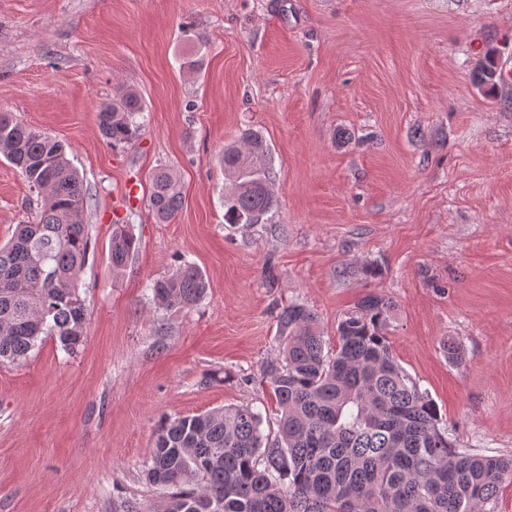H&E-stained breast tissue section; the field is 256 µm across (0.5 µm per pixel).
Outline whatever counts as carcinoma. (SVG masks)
<instances>
[{"label": "carcinoma", "mask_w": 512, "mask_h": 512, "mask_svg": "<svg viewBox=\"0 0 512 512\" xmlns=\"http://www.w3.org/2000/svg\"><path fill=\"white\" fill-rule=\"evenodd\" d=\"M497 70L490 51L473 69L474 84L492 92ZM143 112L141 98L119 88L98 111L101 136L114 147L133 144ZM265 153L251 129L220 153L232 181L228 223L258 224L273 208ZM0 156L39 201L37 221L17 225L0 245V364L24 363L46 337L73 355L88 315L78 293L90 246L83 183L62 142L8 112L0 113ZM182 205L179 178L158 169L153 219L168 223ZM137 248L129 225H112V270L125 268ZM207 288L190 264L151 285L155 301L171 308L192 307ZM388 308L366 296L340 321L333 352L309 308H283L278 358L263 367L281 410L275 440L249 405L166 420L146 471L162 495L151 512H483L512 478V457L462 452L449 442L435 404L392 353Z\"/></svg>", "instance_id": "cac0c4a2"}]
</instances>
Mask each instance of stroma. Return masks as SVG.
Returning <instances> with one entry per match:
<instances>
[{"label": "stroma", "instance_id": "stroma-1", "mask_svg": "<svg viewBox=\"0 0 512 512\" xmlns=\"http://www.w3.org/2000/svg\"><path fill=\"white\" fill-rule=\"evenodd\" d=\"M492 47L512 68V0H0V112L61 141L90 198L83 346L0 364V512H144L163 419L249 404L275 434L281 309L332 350L369 294L457 448L512 456V80L472 81ZM125 86L145 125L115 148L97 113ZM246 128L275 205L229 224L217 157ZM160 165L183 187L167 224ZM35 200L0 157V243ZM116 224L139 242L117 273ZM186 261L206 296L159 307L151 283ZM149 202L155 222H170L183 205V195L177 175L167 169H158L152 176Z\"/></svg>", "mask_w": 512, "mask_h": 512}]
</instances>
